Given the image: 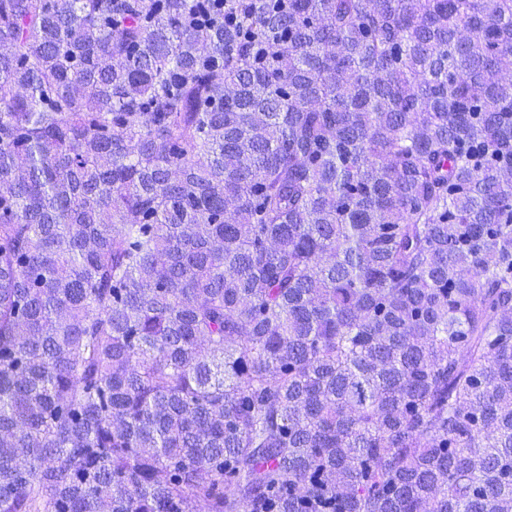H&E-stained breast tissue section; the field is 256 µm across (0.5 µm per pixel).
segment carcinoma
Segmentation results:
<instances>
[{
  "label": "carcinoma",
  "instance_id": "carcinoma-1",
  "mask_svg": "<svg viewBox=\"0 0 512 512\" xmlns=\"http://www.w3.org/2000/svg\"><path fill=\"white\" fill-rule=\"evenodd\" d=\"M0 0V512H512V0Z\"/></svg>",
  "mask_w": 512,
  "mask_h": 512
}]
</instances>
